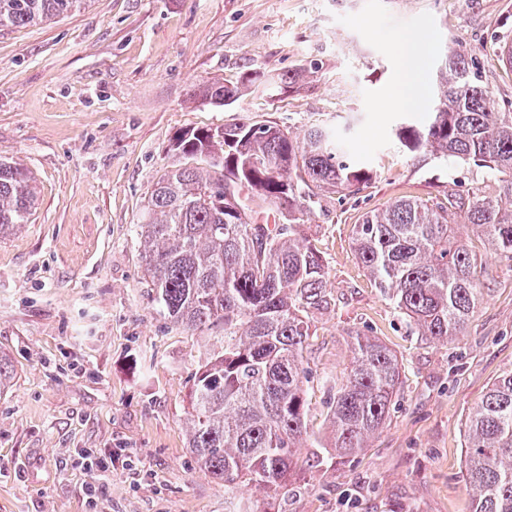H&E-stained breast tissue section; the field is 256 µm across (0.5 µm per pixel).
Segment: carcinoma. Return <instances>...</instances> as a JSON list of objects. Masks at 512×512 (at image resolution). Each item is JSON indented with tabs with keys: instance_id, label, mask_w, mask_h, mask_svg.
Wrapping results in <instances>:
<instances>
[{
	"instance_id": "1",
	"label": "carcinoma",
	"mask_w": 512,
	"mask_h": 512,
	"mask_svg": "<svg viewBox=\"0 0 512 512\" xmlns=\"http://www.w3.org/2000/svg\"><path fill=\"white\" fill-rule=\"evenodd\" d=\"M87 2L0 0V27L46 23ZM315 70L275 77L249 69L234 83L205 82L195 96L225 107L252 92L293 90ZM436 97L426 123L397 126L398 141L442 170L485 168L493 186L398 199L366 214L353 235L358 259L396 309L447 343L482 299V259L456 228L470 224L492 251L512 256V111L457 51L439 70ZM171 150L179 164L154 183L137 224L144 276L159 315L192 332L224 331L220 350L192 376L188 448L224 484L228 502L245 482L275 494L298 467L295 449L311 437L306 353L315 316L330 305L324 261L303 216L314 197L355 194L372 173L334 130L312 127L299 140L246 116L186 130ZM36 203L30 174L0 161V237L27 223ZM270 213L274 222L258 220ZM401 372L385 344L356 336L328 403L336 456L358 453L382 429ZM464 447L471 512H512V368L468 417Z\"/></svg>"
}]
</instances>
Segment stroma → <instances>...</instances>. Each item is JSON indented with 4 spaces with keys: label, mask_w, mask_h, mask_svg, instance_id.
Masks as SVG:
<instances>
[{
    "label": "stroma",
    "mask_w": 512,
    "mask_h": 512,
    "mask_svg": "<svg viewBox=\"0 0 512 512\" xmlns=\"http://www.w3.org/2000/svg\"><path fill=\"white\" fill-rule=\"evenodd\" d=\"M509 31L512 0H90L48 23L0 27V158L38 187L27 224L0 238V352L14 374L0 394V512H229L186 426L189 380L220 343L156 314L135 226L151 186L178 162L173 136L240 115L298 136L333 128L373 172L358 193L319 196L304 226L331 296L308 354L319 445L298 449L279 496L240 487L241 512H469L464 423L512 368V259L460 227L482 257L483 297L442 343L370 282L351 230L396 199L485 185L471 163L416 167L391 131L431 109L449 51L475 61L512 110V70L497 55ZM404 35L418 39L427 91L393 109ZM311 60L309 83L272 98L224 107L194 97L209 79ZM359 334L397 352L404 384L367 448L338 459L326 450V400ZM87 450L104 476L84 467Z\"/></svg>",
    "instance_id": "1"
}]
</instances>
